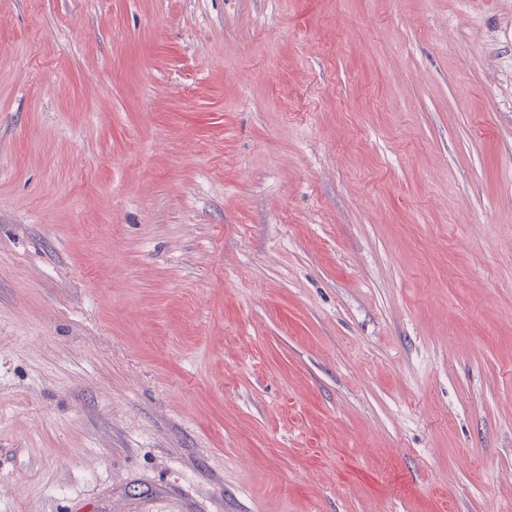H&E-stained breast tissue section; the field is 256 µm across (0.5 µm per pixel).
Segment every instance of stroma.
<instances>
[{"instance_id": "1", "label": "stroma", "mask_w": 512, "mask_h": 512, "mask_svg": "<svg viewBox=\"0 0 512 512\" xmlns=\"http://www.w3.org/2000/svg\"><path fill=\"white\" fill-rule=\"evenodd\" d=\"M0 512H512V0H0Z\"/></svg>"}]
</instances>
